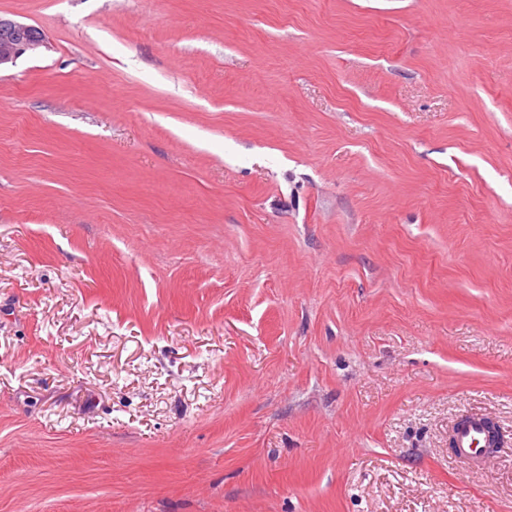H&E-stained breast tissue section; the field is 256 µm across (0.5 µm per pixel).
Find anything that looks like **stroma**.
<instances>
[{
	"mask_svg": "<svg viewBox=\"0 0 512 512\" xmlns=\"http://www.w3.org/2000/svg\"><path fill=\"white\" fill-rule=\"evenodd\" d=\"M0 18V512H512V0ZM33 30L32 26L0 19V67L44 46L42 35ZM457 456L469 464L478 462L480 448L486 445L483 416L473 415L454 434Z\"/></svg>",
	"mask_w": 512,
	"mask_h": 512,
	"instance_id": "obj_1",
	"label": "stroma"
}]
</instances>
